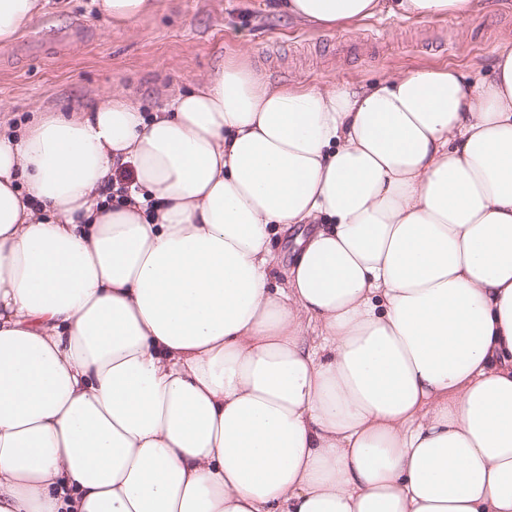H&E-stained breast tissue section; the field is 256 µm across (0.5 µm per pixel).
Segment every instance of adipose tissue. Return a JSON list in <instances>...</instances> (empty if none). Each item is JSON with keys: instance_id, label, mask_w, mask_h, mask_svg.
Returning <instances> with one entry per match:
<instances>
[{"instance_id": "obj_1", "label": "adipose tissue", "mask_w": 512, "mask_h": 512, "mask_svg": "<svg viewBox=\"0 0 512 512\" xmlns=\"http://www.w3.org/2000/svg\"><path fill=\"white\" fill-rule=\"evenodd\" d=\"M41 7L0 0V44ZM488 55L320 85L237 60L1 128L0 512H512V36Z\"/></svg>"}]
</instances>
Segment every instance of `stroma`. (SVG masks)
<instances>
[{"instance_id": "stroma-1", "label": "stroma", "mask_w": 512, "mask_h": 512, "mask_svg": "<svg viewBox=\"0 0 512 512\" xmlns=\"http://www.w3.org/2000/svg\"><path fill=\"white\" fill-rule=\"evenodd\" d=\"M150 13L112 25L93 0H46L17 38L0 45V123L92 106L121 92L149 112L231 60L247 58L277 85L367 81L453 65L487 72V51L512 35V0L460 20L368 19L325 31L295 21L279 0H155Z\"/></svg>"}]
</instances>
